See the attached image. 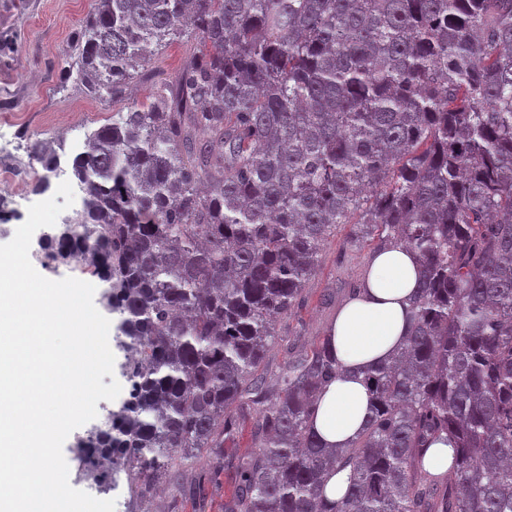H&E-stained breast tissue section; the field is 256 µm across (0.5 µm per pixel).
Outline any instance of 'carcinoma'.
Instances as JSON below:
<instances>
[{
    "label": "carcinoma",
    "instance_id": "1",
    "mask_svg": "<svg viewBox=\"0 0 512 512\" xmlns=\"http://www.w3.org/2000/svg\"><path fill=\"white\" fill-rule=\"evenodd\" d=\"M184 38L173 80L87 134L83 220L45 237L52 262L87 248L128 352L129 398L77 447L132 502L166 483L170 512H208L217 476L193 468L251 416L224 512H512V0H93L63 71L120 103ZM342 224L414 252L419 283L362 432L327 448L313 411L341 366L278 321ZM193 41L186 39L173 41L163 48L152 62L153 80H171L192 55Z\"/></svg>",
    "mask_w": 512,
    "mask_h": 512
}]
</instances>
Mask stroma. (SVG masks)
Here are the masks:
<instances>
[{
    "instance_id": "1",
    "label": "stroma",
    "mask_w": 512,
    "mask_h": 512,
    "mask_svg": "<svg viewBox=\"0 0 512 512\" xmlns=\"http://www.w3.org/2000/svg\"><path fill=\"white\" fill-rule=\"evenodd\" d=\"M92 5L93 0H0V100L11 103L0 110V136L20 135L16 152L0 154V165L29 174L20 198L0 201V244L13 238L29 206L41 200L36 185L46 171L33 157L34 146L59 148L62 127L92 130L112 115L111 102L62 81V53ZM348 233V227H339L306 286L304 301L280 321L281 332L297 343L309 344L323 334L366 272L372 249L350 247Z\"/></svg>"
}]
</instances>
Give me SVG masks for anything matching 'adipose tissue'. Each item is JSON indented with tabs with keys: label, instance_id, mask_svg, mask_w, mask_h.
Instances as JSON below:
<instances>
[{
	"label": "adipose tissue",
	"instance_id": "obj_1",
	"mask_svg": "<svg viewBox=\"0 0 512 512\" xmlns=\"http://www.w3.org/2000/svg\"><path fill=\"white\" fill-rule=\"evenodd\" d=\"M417 280L412 252L401 246L374 252L361 292L337 313L329 338L341 372L321 393L313 418L324 444L348 446L362 430L370 406L364 371L390 361L402 347Z\"/></svg>",
	"mask_w": 512,
	"mask_h": 512
}]
</instances>
